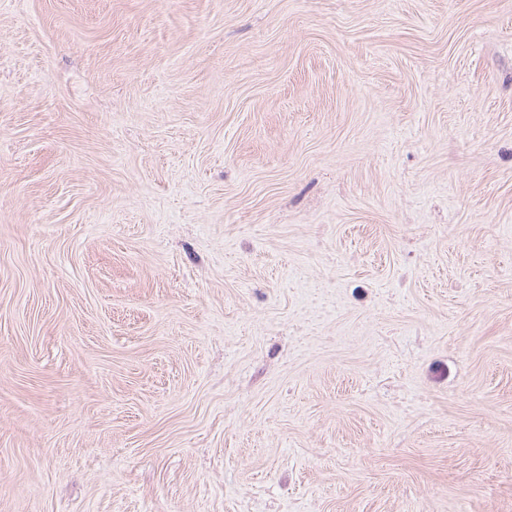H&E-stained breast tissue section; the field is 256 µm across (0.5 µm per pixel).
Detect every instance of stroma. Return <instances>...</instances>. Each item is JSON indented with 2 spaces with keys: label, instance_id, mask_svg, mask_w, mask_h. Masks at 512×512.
I'll return each mask as SVG.
<instances>
[{
  "label": "stroma",
  "instance_id": "1",
  "mask_svg": "<svg viewBox=\"0 0 512 512\" xmlns=\"http://www.w3.org/2000/svg\"><path fill=\"white\" fill-rule=\"evenodd\" d=\"M0 512H512V0H0Z\"/></svg>",
  "mask_w": 512,
  "mask_h": 512
}]
</instances>
